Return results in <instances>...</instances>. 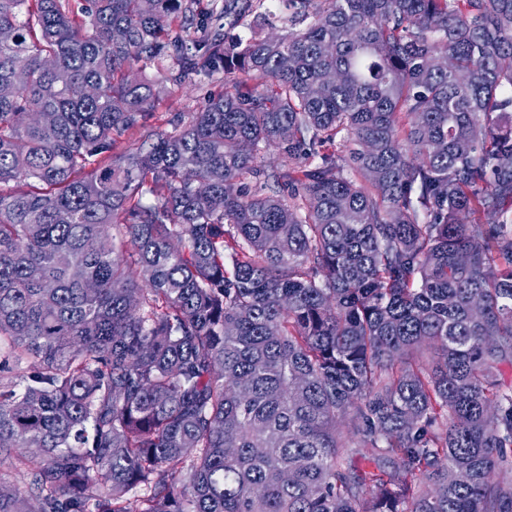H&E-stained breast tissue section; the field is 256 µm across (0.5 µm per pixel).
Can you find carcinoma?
Segmentation results:
<instances>
[{
  "instance_id": "1",
  "label": "carcinoma",
  "mask_w": 512,
  "mask_h": 512,
  "mask_svg": "<svg viewBox=\"0 0 512 512\" xmlns=\"http://www.w3.org/2000/svg\"><path fill=\"white\" fill-rule=\"evenodd\" d=\"M288 3L0 0V512H512V0ZM276 1H277V4L275 6L271 5V3L269 1H266L264 3L263 7L259 10L262 13L270 11L271 13H273L275 15V17H276L275 20H277L275 22V24H276L275 28H271L270 26L263 25V23H259V22L256 23V22L251 21V23H250L251 18H248L247 22H245V23H250V26L244 25L242 27H237L234 30L230 31L228 36L231 38L239 39V37L243 38V37L250 36L251 32H256L257 34H260L262 36L268 35L271 33H273V34L283 33L282 27L285 26L284 22L288 19V14H289L288 2H285V0L284 1L276 0ZM278 1H279V3H278ZM159 71L155 67H147L143 70L142 76L157 83L160 86L159 92L145 115L139 118L137 131L116 137L112 155L134 151L141 138L170 129L169 120L177 116L187 120L208 96L224 90V75L193 73L183 78L178 84L173 82L161 84Z\"/></svg>"
}]
</instances>
